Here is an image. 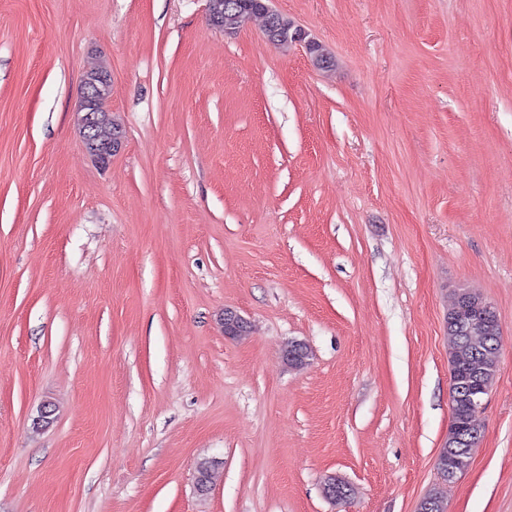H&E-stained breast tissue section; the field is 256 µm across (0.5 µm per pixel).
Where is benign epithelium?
<instances>
[{"mask_svg": "<svg viewBox=\"0 0 512 512\" xmlns=\"http://www.w3.org/2000/svg\"><path fill=\"white\" fill-rule=\"evenodd\" d=\"M208 18L212 19L215 27L226 35H235L248 20L247 14L258 9L267 17L264 36L271 44L301 45L305 48L307 57L312 65L319 70L332 68V60L324 50V45L312 37L305 29L292 20L274 10L271 0H207ZM111 87L110 75L102 70L96 74L84 77L83 87L75 109L77 122L83 134L84 145L93 160L102 167L112 161V156L120 151L124 134L121 127L112 129L108 140L100 139L98 126L100 118L98 107L103 97V90ZM497 321V315L492 305L484 297L471 290L458 293V304L454 309L452 322L456 331L482 340L476 352L481 356L498 355L499 349L491 342L493 335L492 324ZM224 336L228 338L244 336L249 332V325L236 311L224 309ZM282 359L295 368L308 364L309 352L302 349V342L290 341L282 349ZM492 391L484 381L480 372L474 370L468 373L467 394L475 401V409L481 410L486 397ZM481 429L472 424L456 431L450 438L452 447L462 449L457 467L448 469L441 474V480H451L456 477L457 470L465 469L464 455L472 450L474 442L480 437Z\"/></svg>", "mask_w": 512, "mask_h": 512, "instance_id": "1", "label": "benign epithelium"}]
</instances>
